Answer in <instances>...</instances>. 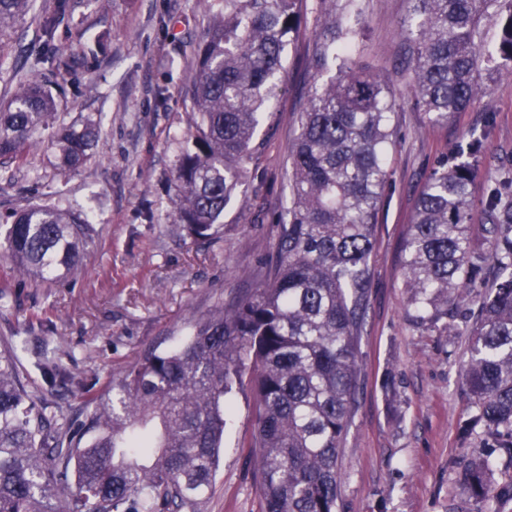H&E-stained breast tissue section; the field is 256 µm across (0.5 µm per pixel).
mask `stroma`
Segmentation results:
<instances>
[{
    "label": "stroma",
    "mask_w": 512,
    "mask_h": 512,
    "mask_svg": "<svg viewBox=\"0 0 512 512\" xmlns=\"http://www.w3.org/2000/svg\"><path fill=\"white\" fill-rule=\"evenodd\" d=\"M37 0L10 31L0 60V105L10 102L15 71H34L56 104L55 126L100 128V154L79 171L57 174L47 134L29 150L27 167L0 169V223L32 202L78 209L94 233L79 267L49 282L21 278L0 259V339L26 335L17 353L24 382L39 379L36 362L56 352L66 384L57 395L70 411L81 390L108 391L149 350L173 347L192 317L250 285L274 253L277 221L287 208L288 152L313 83L311 62L322 6L303 0L289 48L285 91L260 127L258 171L224 212L210 242H193L174 223L171 168L187 139L185 95L196 69L189 48L207 28L200 0ZM363 32L353 57L383 76L396 96L395 144L387 148L390 185L378 215L371 258L373 288L361 336L360 390L339 460V512H473L460 478L488 455L503 479L512 462L484 435L460 443L457 426L470 397L465 337L417 325L403 288L402 246L427 173L463 135L480 136L483 176L512 159V79L500 77L469 111L429 126L410 94L399 23L408 0H359ZM49 313L28 330L30 313ZM233 411L213 490L203 512H259L252 442L253 396L234 390Z\"/></svg>",
    "instance_id": "1"
}]
</instances>
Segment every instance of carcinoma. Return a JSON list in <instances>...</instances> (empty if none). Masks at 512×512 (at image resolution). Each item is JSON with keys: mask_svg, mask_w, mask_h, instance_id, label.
I'll return each instance as SVG.
<instances>
[{"mask_svg": "<svg viewBox=\"0 0 512 512\" xmlns=\"http://www.w3.org/2000/svg\"><path fill=\"white\" fill-rule=\"evenodd\" d=\"M35 0H0L4 29ZM211 13L195 46L187 147L172 171V217L197 242L212 239L239 189L254 138L282 90L299 0H204ZM326 4L313 54L314 85L289 149V205L275 258L256 285L193 320L166 351L151 350L112 382L81 393L82 420L55 399L65 373L39 361L47 387L21 382L15 349L0 353V512H201L219 466L227 397L250 384L261 512H337L338 460L360 380L374 228L389 185L386 148L395 93L356 64L358 0ZM399 23L409 43L410 92L433 127L448 125L487 91L483 75L512 76V0H409ZM55 100L18 78L0 109V158L27 162L50 128ZM67 176L95 156V128L51 133ZM482 142L441 156L426 175L403 244L404 287L416 321L467 337L471 410L460 441L481 432L512 459V160L490 174L481 201L486 250L473 243L471 188ZM90 222L77 210L35 203L13 215L0 255L22 276L62 278L79 265ZM479 305L463 320L464 293ZM252 369L250 378L246 370ZM484 512L512 495L484 459L460 480Z\"/></svg>", "mask_w": 512, "mask_h": 512, "instance_id": "cac0c4a2", "label": "carcinoma"}]
</instances>
